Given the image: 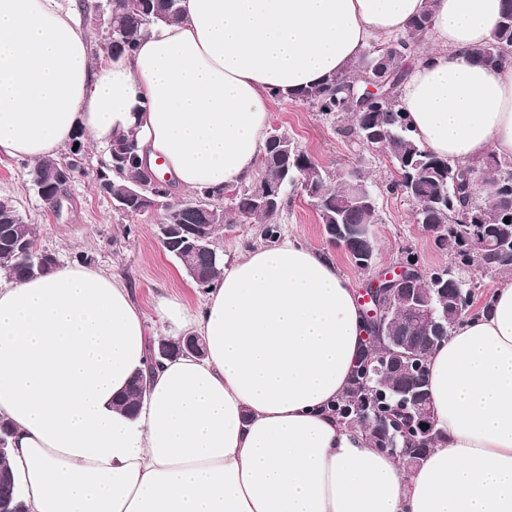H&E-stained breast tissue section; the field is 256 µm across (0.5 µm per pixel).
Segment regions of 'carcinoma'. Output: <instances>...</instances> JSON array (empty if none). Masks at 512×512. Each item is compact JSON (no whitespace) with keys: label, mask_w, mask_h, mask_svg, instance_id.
<instances>
[{"label":"carcinoma","mask_w":512,"mask_h":512,"mask_svg":"<svg viewBox=\"0 0 512 512\" xmlns=\"http://www.w3.org/2000/svg\"><path fill=\"white\" fill-rule=\"evenodd\" d=\"M144 9L136 11L130 0H112V39L106 41L94 37L100 51L111 53H131L135 48L138 33L151 26L168 25L181 19L180 0H143ZM430 25V14L424 13L414 19L408 29V39L399 40L377 56L366 55L359 58L348 72L336 75L324 82L306 88L292 96L295 101L316 108L325 115L349 113L352 102L364 105L362 114L365 121H355L354 132L359 142L368 148L385 150L394 161L399 174H404V167L413 168L415 178L408 196L415 207L417 223L433 238L439 248L455 243V259L466 263L471 261L465 245L460 242L458 225L460 218L468 213V202L463 196L445 198V193H454L457 184L466 182L471 168L453 166L448 161L428 152L414 138L405 113L398 107V90L404 74L400 61L403 51L410 42L426 38ZM478 62L487 66H499L512 62V0H503L501 14L494 24L485 44L475 52ZM382 78L389 94L369 100H350L349 92L361 88L364 77ZM112 153L126 156L130 161L115 165L104 162L95 169V179L108 180L112 183V202L126 213H139V204L135 197L126 193V188L135 181H145L141 166L131 162L137 155V145L132 135H121L110 143ZM73 161L71 156L61 159L47 157L34 164L29 171L32 182L44 171L61 161ZM312 162L310 156L295 147L285 135L274 138L268 135L264 153L259 161L258 178L248 187L238 191L224 204V198L208 190H199L197 194L207 196L217 206L224 208L226 224H256L260 226V236L272 240L278 236V225L273 219L276 211H267L257 205L258 190L274 189L278 192L281 205L288 203L286 192L292 181L305 166ZM478 170L486 175L488 182L498 186H507L509 190L500 195L498 208L512 210V161H506L491 154L486 157ZM330 175L321 167H316L311 180L310 195L316 207L319 221L327 227L331 224H377L379 223L375 192H370L373 201L363 202L349 195L346 176L336 177L338 186H332ZM146 194L154 195L162 202L160 220L164 224L175 222L190 226L197 236L209 241L208 248L203 249L191 236L180 237L169 231L161 234L160 244L170 254L181 253L190 256L205 268L206 279L199 283L203 288L213 287L223 273L222 257L215 246V231L209 214L205 211L187 209L184 203H171L167 183L160 181L150 183ZM58 265L56 253L48 248L36 246L35 228L25 222L17 212L5 207L0 209V269L14 280H27L53 270ZM396 331L406 334L424 348V354L430 355L433 349L425 348L427 336L423 323L413 319H404ZM379 346L375 335L367 338L362 354L356 360L351 373L350 383L345 393L334 404L336 417L347 422L355 414L371 408L377 412L390 410L389 395L367 394L363 392L361 381L366 363L373 350Z\"/></svg>","instance_id":"carcinoma-1"}]
</instances>
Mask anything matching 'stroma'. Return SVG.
<instances>
[{
  "mask_svg": "<svg viewBox=\"0 0 512 512\" xmlns=\"http://www.w3.org/2000/svg\"><path fill=\"white\" fill-rule=\"evenodd\" d=\"M270 129L292 139L331 175L358 167L378 198L379 244L377 269L389 268L413 257L431 271L447 266L451 248H438L414 216V205L393 183L398 174L387 152L363 146L352 130L349 115L332 119L314 108L278 97L270 104ZM86 174L68 185L59 213H50L32 185L29 169L18 159H0V199L11 201L19 214L33 224L39 245L54 251L60 264H74L78 255L90 266L119 276L134 303L147 316L152 333L162 334L154 307L158 299L177 297L192 307L203 304L207 291L187 277L156 237V215L131 214L115 209L111 199L99 192L93 173L107 149L83 141ZM289 203L275 222L281 235L310 248L330 253L355 292H363L367 276L355 268L346 254L330 247L308 196L300 190L288 193Z\"/></svg>",
  "mask_w": 512,
  "mask_h": 512,
  "instance_id": "obj_1",
  "label": "stroma"
}]
</instances>
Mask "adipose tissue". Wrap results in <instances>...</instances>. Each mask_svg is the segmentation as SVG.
<instances>
[{
  "instance_id": "1",
  "label": "adipose tissue",
  "mask_w": 512,
  "mask_h": 512,
  "mask_svg": "<svg viewBox=\"0 0 512 512\" xmlns=\"http://www.w3.org/2000/svg\"><path fill=\"white\" fill-rule=\"evenodd\" d=\"M133 53L92 56L63 0H0V157L58 156L85 132L134 133L185 190L248 180L269 102L322 83L430 13L399 105L418 143L461 166L512 157V64L477 63L502 0H182ZM206 355L148 372L125 283L80 265L0 284V417L27 512H512V281L430 355L442 441L414 471L331 412L365 331L332 257L285 238L225 261L202 307L160 300Z\"/></svg>"
}]
</instances>
